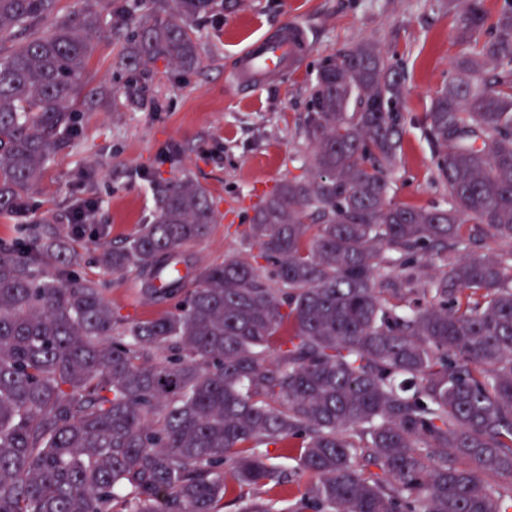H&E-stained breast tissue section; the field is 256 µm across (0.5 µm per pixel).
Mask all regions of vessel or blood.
<instances>
[{
	"mask_svg": "<svg viewBox=\"0 0 512 512\" xmlns=\"http://www.w3.org/2000/svg\"><path fill=\"white\" fill-rule=\"evenodd\" d=\"M306 49V35L296 26L286 28L277 38L256 40L240 53L232 81L242 87L264 84L288 64L296 62Z\"/></svg>",
	"mask_w": 512,
	"mask_h": 512,
	"instance_id": "obj_1",
	"label": "vessel or blood"
}]
</instances>
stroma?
<instances>
[{"label": "stroma", "mask_w": 512, "mask_h": 512, "mask_svg": "<svg viewBox=\"0 0 512 512\" xmlns=\"http://www.w3.org/2000/svg\"><path fill=\"white\" fill-rule=\"evenodd\" d=\"M464 7V0H239L192 20L200 62L190 69L162 61L127 68L138 24L130 18L94 40L83 79L90 96L75 133L64 136L42 171L23 221L67 225L74 209L90 205L86 223L69 239L84 257L80 274L105 282L121 314L162 313V306L144 303L135 275L98 263L100 249L152 220L156 179L190 178L217 202L208 235L188 248L193 263L216 264L229 255L251 259L246 232L255 207L282 181L304 172L302 122L320 63L363 41L375 43L405 78L403 150L389 176L393 200L445 209L448 193L436 178L427 115L435 92L454 73ZM289 24L302 27L309 43L299 65L254 89L231 83L228 75L243 49ZM298 453L293 444L274 454L287 483L254 490L271 500L275 512H287L304 490Z\"/></svg>", "instance_id": "1"}]
</instances>
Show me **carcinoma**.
Instances as JSON below:
<instances>
[{"label":"carcinoma","instance_id":"obj_1","mask_svg":"<svg viewBox=\"0 0 512 512\" xmlns=\"http://www.w3.org/2000/svg\"><path fill=\"white\" fill-rule=\"evenodd\" d=\"M154 4L129 64L191 67L188 21L224 0ZM489 28L493 37L478 35ZM99 17L0 0V217L28 211L73 133ZM465 50L429 131L446 210L400 205L402 79L371 42L325 59L304 134L307 174L255 208L257 258L196 268L210 192L154 182L156 215L98 262L138 273L171 309L120 315L76 272L68 232L18 225L0 244V512H273L266 448L301 439L313 512H512V8L466 0Z\"/></svg>","mask_w":512,"mask_h":512}]
</instances>
